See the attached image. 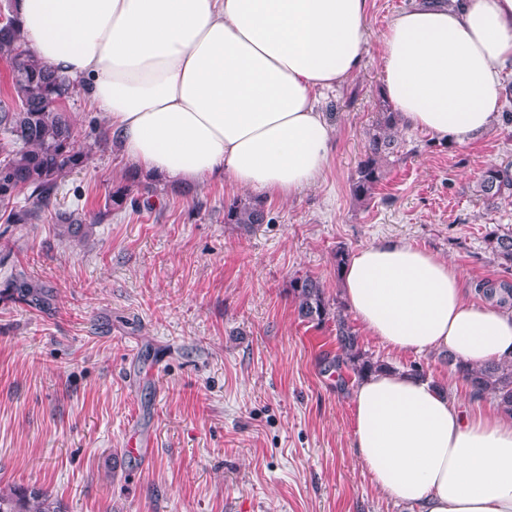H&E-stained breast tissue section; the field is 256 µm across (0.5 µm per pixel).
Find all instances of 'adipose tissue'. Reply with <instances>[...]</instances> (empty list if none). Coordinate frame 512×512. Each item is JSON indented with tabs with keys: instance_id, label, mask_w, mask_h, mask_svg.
Masks as SVG:
<instances>
[{
	"instance_id": "adipose-tissue-1",
	"label": "adipose tissue",
	"mask_w": 512,
	"mask_h": 512,
	"mask_svg": "<svg viewBox=\"0 0 512 512\" xmlns=\"http://www.w3.org/2000/svg\"><path fill=\"white\" fill-rule=\"evenodd\" d=\"M32 55L104 116L129 168L210 178L283 200L324 175L320 106L361 64L369 0H14ZM382 92L451 145L485 135L512 69V0H413L381 42ZM448 260L402 241L358 248L348 309L398 354L477 368L512 360V310L470 301ZM352 448L374 488L412 512H512V414L401 369L356 381Z\"/></svg>"
}]
</instances>
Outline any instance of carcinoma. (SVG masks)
<instances>
[{"label": "carcinoma", "instance_id": "cac0c4a2", "mask_svg": "<svg viewBox=\"0 0 512 512\" xmlns=\"http://www.w3.org/2000/svg\"><path fill=\"white\" fill-rule=\"evenodd\" d=\"M6 23L0 25V55L11 60L12 76L7 100L0 101V220L5 224H39L49 216L56 224L75 234L84 226L81 213L52 207L58 183L67 174L81 169L90 151L75 146L74 127L61 100L72 92L70 81L31 55L21 36L12 0H7ZM403 124L401 116L385 98L378 104L375 123L368 134V144L352 184L354 196L368 202L385 178L383 161L393 152L395 134ZM156 190V181L126 173L105 195L107 215L121 208L133 188ZM477 193L487 206L512 198V163L487 167L477 183ZM26 204L16 205L19 195ZM270 222L263 203L255 197L234 196L224 201V223L251 229ZM487 248L506 265H512V231H492L485 239ZM8 287L14 301L41 309L49 305L50 290L19 273ZM289 293L299 316L317 325L333 321L341 354L331 365L344 366L360 378L391 368L387 362L364 350L341 311L326 297L320 283L306 275L289 281ZM448 367L461 377L477 396H489L507 413L512 414V361L470 368L452 356L445 357ZM0 512H66L62 502L48 490L17 486L0 490Z\"/></svg>", "mask_w": 512, "mask_h": 512}]
</instances>
